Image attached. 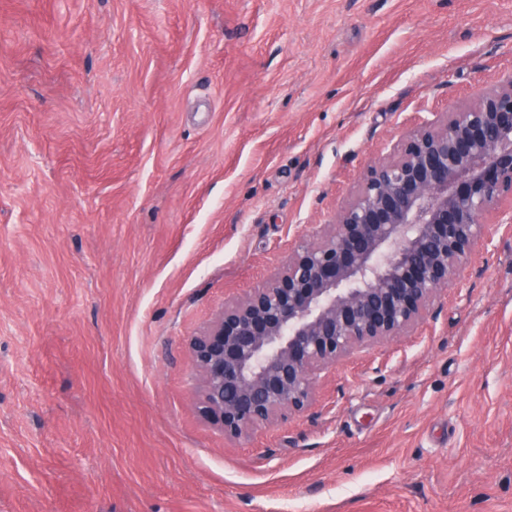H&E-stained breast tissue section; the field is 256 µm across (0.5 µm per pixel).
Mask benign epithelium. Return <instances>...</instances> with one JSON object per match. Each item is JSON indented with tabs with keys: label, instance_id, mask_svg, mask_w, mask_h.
<instances>
[{
	"label": "benign epithelium",
	"instance_id": "7a95c632",
	"mask_svg": "<svg viewBox=\"0 0 512 512\" xmlns=\"http://www.w3.org/2000/svg\"><path fill=\"white\" fill-rule=\"evenodd\" d=\"M506 199L512 75L451 112L414 117L333 223L296 239L266 283L190 338L199 415L236 439L304 414L322 371L442 308L441 291L512 224Z\"/></svg>",
	"mask_w": 512,
	"mask_h": 512
}]
</instances>
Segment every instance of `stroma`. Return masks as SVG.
<instances>
[{
  "instance_id": "stroma-1",
  "label": "stroma",
  "mask_w": 512,
  "mask_h": 512,
  "mask_svg": "<svg viewBox=\"0 0 512 512\" xmlns=\"http://www.w3.org/2000/svg\"><path fill=\"white\" fill-rule=\"evenodd\" d=\"M511 75L512 0H0V512H512V232L250 436L188 349Z\"/></svg>"
}]
</instances>
